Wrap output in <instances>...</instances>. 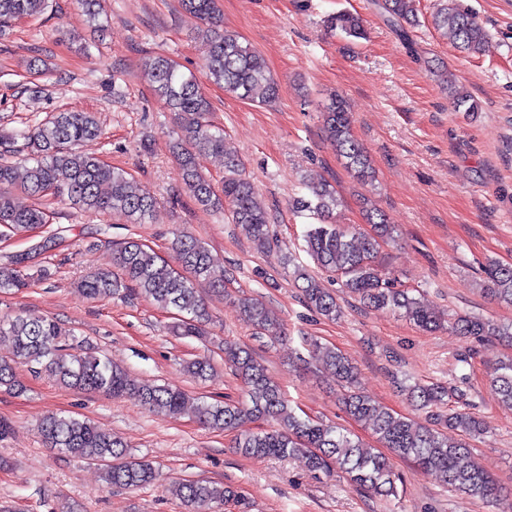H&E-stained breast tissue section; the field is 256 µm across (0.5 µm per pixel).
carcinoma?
I'll return each mask as SVG.
<instances>
[{
    "label": "carcinoma",
    "mask_w": 512,
    "mask_h": 512,
    "mask_svg": "<svg viewBox=\"0 0 512 512\" xmlns=\"http://www.w3.org/2000/svg\"><path fill=\"white\" fill-rule=\"evenodd\" d=\"M48 3L49 0H0V32L18 19L43 14ZM181 6L201 21L200 37L205 44L209 78L240 100L258 105L272 102L278 94L277 83L261 54L243 44L238 34L224 30L218 0H181ZM382 9L400 25L416 22V0H382ZM433 23L448 31L460 54L469 56L481 51L487 33L456 0H442ZM327 27L356 39L366 34L362 19L350 12L328 18ZM144 66L154 93L173 113L177 127L173 153L189 195L201 208L222 211L229 223L246 226L253 244L262 251L269 250L273 232L268 213L257 202L255 187L239 159L227 151L224 131L212 124L211 103L197 80L163 55L147 58ZM450 97L456 107L466 112L478 111L477 103L467 92L455 89ZM323 129L347 172L364 184L371 183V159L353 135L343 98H329L323 110ZM100 135L92 114L78 111L58 112L34 129L0 135L1 237H27L46 224L48 215L37 201L47 196L90 213L112 212L132 224H146L152 219L158 201L136 191L131 173L82 150L84 143ZM20 140L25 160L31 162L23 190L36 201L26 208L17 207L3 190L16 180L14 159L19 154ZM216 154L224 155V180L219 185L214 184L201 165V159ZM306 190L308 195L294 199L296 212H307L317 220L304 234L306 252L319 269L340 278L342 287L372 307L403 313L422 331L447 328L464 338L480 341L495 337L512 346V324L471 314H458L447 320L424 306L409 290L397 288L382 277L377 254L393 234L386 215L368 212L371 229L365 233L354 224L336 223L338 199L332 184L325 182ZM168 250L172 253L170 258L145 243L125 241L114 252L115 269L91 270L77 288L89 299L144 298L163 310H175L178 319L171 326L172 332L204 339L216 323L196 288L197 283L205 281L215 293L224 295L239 308L242 320L253 334L270 342L283 338V324L274 318L262 299L228 291L230 279L215 274V258L203 242L179 231L170 239ZM19 263V257L13 256L0 266L1 294L18 293L30 286ZM295 274L303 280L305 303L323 317L336 319L341 313L336 295L305 269L298 267ZM485 274L483 292L512 304V265L492 261ZM2 338L12 344L16 360L30 365L36 374H47L67 389L114 398L134 395L146 409L169 417L179 416L185 409L186 392L166 385L134 383L122 367L76 343L71 330L46 316L24 310L2 316ZM308 346L319 353V359L342 384L346 413L357 421L368 422L372 434L387 452L367 448L359 438L333 425L297 416L263 361L245 345H224V365L241 379L246 398L200 401L195 408L198 419L226 431L236 430L245 420L267 422L266 428L238 435L234 447L246 456L301 454L311 469H338L353 485L374 496L388 497L394 493V457L411 461L420 474L438 475L451 489L470 497L487 500L497 496L495 479L476 462L472 452L471 441L486 430L483 420L462 410L446 415L435 412L427 424L398 415L377 405L360 389L357 367L345 354L314 339L308 340ZM184 369L194 379L203 381L209 375L211 363L207 359H193L184 363ZM490 385L503 404L512 406V359L494 369ZM0 391L25 392L12 364L5 360H0ZM447 395L448 391L438 385L416 384L408 389L409 400L421 411L443 403ZM441 423L460 430L463 439L448 443L447 436L437 428ZM40 430L48 447L96 466L108 486L135 489L157 479V469L151 462L132 457L120 438L94 422L49 413L41 420ZM177 495L187 512H215L229 501L236 503L239 512H249V503L240 491L210 481L188 480L177 487Z\"/></svg>",
    "instance_id": "obj_1"
}]
</instances>
